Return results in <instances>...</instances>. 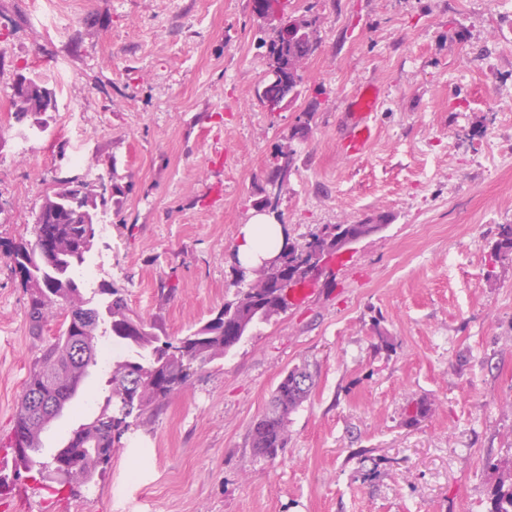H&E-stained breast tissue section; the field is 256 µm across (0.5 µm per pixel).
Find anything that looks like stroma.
I'll use <instances>...</instances> for the list:
<instances>
[{
    "label": "stroma",
    "instance_id": "35a3bbf8",
    "mask_svg": "<svg viewBox=\"0 0 512 512\" xmlns=\"http://www.w3.org/2000/svg\"><path fill=\"white\" fill-rule=\"evenodd\" d=\"M284 13L316 18L317 48L270 112L250 0H0V112L24 67L58 99L27 141L0 123V240L29 237L84 142L121 187L85 286L112 282L168 335L233 299L240 230L277 167L291 239L388 216L305 302L197 367L60 512H491L512 462V259L490 260L512 224V0H286ZM364 83L381 92L378 137L349 157L347 101ZM26 301L0 257V440L58 334L52 320L30 335ZM304 364L315 384L286 447L256 456L251 425ZM108 376L90 368L44 456L99 414ZM421 401L431 412L411 421Z\"/></svg>",
    "mask_w": 512,
    "mask_h": 512
}]
</instances>
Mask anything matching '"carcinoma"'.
Wrapping results in <instances>:
<instances>
[{
    "instance_id": "cac0c4a2",
    "label": "carcinoma",
    "mask_w": 512,
    "mask_h": 512,
    "mask_svg": "<svg viewBox=\"0 0 512 512\" xmlns=\"http://www.w3.org/2000/svg\"><path fill=\"white\" fill-rule=\"evenodd\" d=\"M300 37L283 44L275 29L258 36L268 67L281 77L266 84L259 97L270 112H277L298 94L303 62L315 50V21L297 20ZM44 106L35 101L14 110L21 123L29 118L43 125ZM104 177L60 179L35 215L32 238L3 244L11 273H20L28 293L27 320L30 334L42 335L44 324L56 313L64 322L55 340L44 350L27 379L16 414L13 433L3 450L15 459L17 473L42 474L52 460L40 456L42 434L74 397L90 367L98 364L99 341L112 338L120 358L112 361L108 394L99 415L73 430L58 458L71 459L73 468L61 487L87 485L105 474L113 452L132 427L144 424L160 404L189 385L190 371L224 357L243 340L237 327L250 332L288 307L286 276L268 270L237 290L235 298L180 337H170L163 327L147 323L129 307L121 289L101 283L87 292L77 271L87 261L97 234L100 207L106 203ZM337 224H327L329 239L316 245L311 233L302 241H285L284 251L299 246L320 252L333 251ZM494 260L512 259V224L499 227ZM315 383L306 368L289 370L276 386L267 411L250 430L251 447L263 458L273 459L288 440V415L308 398ZM491 512H512V469L490 491Z\"/></svg>"
}]
</instances>
